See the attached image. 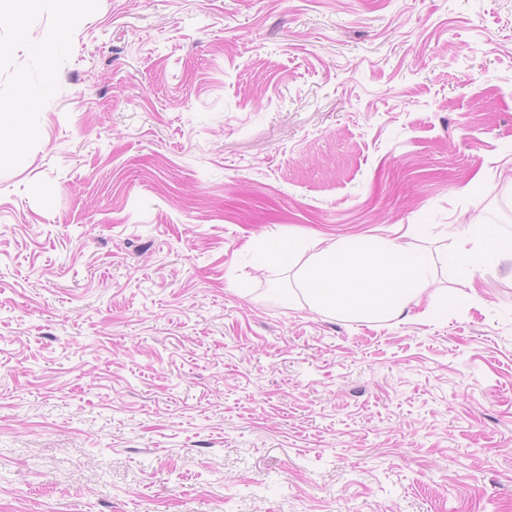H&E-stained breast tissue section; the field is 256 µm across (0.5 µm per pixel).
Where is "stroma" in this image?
Wrapping results in <instances>:
<instances>
[{
    "mask_svg": "<svg viewBox=\"0 0 512 512\" xmlns=\"http://www.w3.org/2000/svg\"><path fill=\"white\" fill-rule=\"evenodd\" d=\"M72 10L0 25V512H512V0ZM357 235L400 318L293 302ZM48 85H35L23 80L21 94L13 100L0 99V159L13 156L17 149V139L25 134L24 119L27 112L38 105L48 92ZM468 244H471L472 247L468 248ZM477 249L483 252L485 259L490 256L491 246L488 239L478 232H468L463 239L461 248L456 257L457 263L462 266H468L471 252ZM302 239L296 271L299 306L354 320L383 323L405 312L434 280L429 259L398 239L357 236Z\"/></svg>",
    "mask_w": 512,
    "mask_h": 512,
    "instance_id": "1",
    "label": "stroma"
}]
</instances>
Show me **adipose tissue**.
Segmentation results:
<instances>
[{
  "mask_svg": "<svg viewBox=\"0 0 512 512\" xmlns=\"http://www.w3.org/2000/svg\"><path fill=\"white\" fill-rule=\"evenodd\" d=\"M48 92L24 83L12 100L0 99V159L15 154L25 132V112ZM304 260L296 271V302L354 320L383 323L405 312L434 280L429 259L408 244L383 236L341 238L324 244L302 239Z\"/></svg>",
  "mask_w": 512,
  "mask_h": 512,
  "instance_id": "ef3b65f1",
  "label": "adipose tissue"
}]
</instances>
